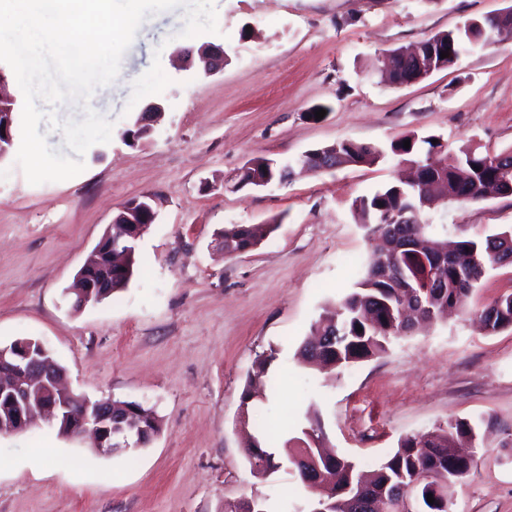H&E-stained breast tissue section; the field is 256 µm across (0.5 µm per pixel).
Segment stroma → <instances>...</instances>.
Listing matches in <instances>:
<instances>
[{"label": "stroma", "mask_w": 512, "mask_h": 512, "mask_svg": "<svg viewBox=\"0 0 512 512\" xmlns=\"http://www.w3.org/2000/svg\"><path fill=\"white\" fill-rule=\"evenodd\" d=\"M219 31L180 38L184 7L147 19L116 80L89 105L112 139L60 182L29 184L15 155L0 160V347L31 338L64 367L76 393L136 401L161 432L144 448L107 453L41 421L0 432V512H224L261 496L272 512H301L307 492L288 469L253 476L240 397L256 357L276 358L251 422L272 443L318 415L325 444L371 469L399 440L455 419L490 420L477 463L454 488L451 512H512V329L480 331L472 309L512 292V267L489 271L467 309L392 341L371 360L328 374L298 348L325 305L360 279L370 245L356 198L400 170L378 164L239 187L258 159H296L340 139L389 147L408 134L449 149L512 148V38L405 86L372 76L387 49L409 47L512 0H215ZM223 46V72L176 68L175 50ZM160 60L171 84L152 134L128 138L133 82ZM328 108L323 119L312 107ZM155 196L158 216L136 246L127 288L81 310L74 277L129 200ZM279 227L249 252L225 255L232 225ZM449 235L512 228V196L450 202L434 214ZM43 462L32 464L34 454Z\"/></svg>", "instance_id": "35a3bbf8"}]
</instances>
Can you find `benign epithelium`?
Wrapping results in <instances>:
<instances>
[{"mask_svg": "<svg viewBox=\"0 0 512 512\" xmlns=\"http://www.w3.org/2000/svg\"><path fill=\"white\" fill-rule=\"evenodd\" d=\"M200 72L205 76L224 68V49L216 44H204L195 53ZM17 97L10 92L8 81L0 71V160L7 157L14 145L11 116L16 111ZM164 111L160 102H150L140 113L134 131L128 132L135 139L148 134L156 116ZM157 212L149 200L137 205L126 204L113 223L123 225L121 238L137 240L154 223ZM118 245L112 243V230H107L96 245V253L109 254V261L97 269L81 268L77 274L78 286L72 289L74 306H83L100 297L111 287L113 271H121L123 256L114 252ZM49 350L40 342L20 339L10 346L0 347V365L11 373L7 398L0 403V431H22L38 416L56 422L66 434L84 435L93 447L110 452L117 440L130 447L136 434L125 427V422L136 413V408L115 404L111 400H91L64 385V377L56 371Z\"/></svg>", "mask_w": 512, "mask_h": 512, "instance_id": "1", "label": "benign epithelium"}]
</instances>
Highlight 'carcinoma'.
<instances>
[{"label":"carcinoma","instance_id":"cac0c4a2","mask_svg":"<svg viewBox=\"0 0 512 512\" xmlns=\"http://www.w3.org/2000/svg\"><path fill=\"white\" fill-rule=\"evenodd\" d=\"M491 16L470 18L463 24L446 31H440L424 40L425 50L440 57L449 53L448 61L460 59L467 52L481 50L490 44L488 29ZM429 72L416 68L410 76L404 77L393 71H386L384 80L391 85L422 81ZM410 141V148L403 147V141ZM433 137L405 135L390 144L395 156H406L415 166V172H430L434 176V195L422 203L420 187L412 181L399 182L376 191L370 197L354 201V216L368 226V230L384 231L395 216L415 219L406 225L407 230L416 234L414 248L395 252V239L383 238L368 263L367 270L350 293L336 300L335 313L330 319H319L310 328L308 337L302 342L300 355L305 362L316 359L313 353L314 341L321 336L336 337L333 349L323 364L331 369L343 368L379 356L387 350L390 341L398 336L413 332L415 323L400 315L403 307L402 292L397 280L384 274L390 264H399L403 276L414 279L423 269V262L437 263L440 267L439 285L430 289L431 297L425 301L434 319L448 317V308L463 307L466 298L476 287L477 281L491 270L481 265L491 252L505 249L512 252V229L484 234L478 237L462 236L454 242L455 255L441 257L437 245L441 243L439 233L448 232L445 224L431 221V211L439 200L481 202L498 196H508L512 187V150L499 154L481 151V146L469 143L455 152L442 148L441 143H432ZM318 153L330 155L333 165H374L385 157V150L379 146L352 140L337 141L316 149ZM269 174L276 179L284 176L293 180L296 168L288 166V173L272 166L269 160L260 159L245 167L239 176V186H252L256 176ZM278 228L276 222L269 224L237 225L224 229V250L228 252L249 251ZM130 250L126 257V269L122 274L112 275V287L106 289L103 297L127 287L134 275L135 244L120 247L119 251ZM480 321L490 334L512 328V292L494 299L478 312ZM275 360V352L262 353L254 362L249 374L250 384H260L267 375L269 366ZM143 427L142 447H147L161 431L158 418L141 420ZM478 423L467 419L448 422L445 426L423 435L407 436L400 441L397 449L389 454L374 470L366 473L346 457H325L317 445L309 439L319 440L323 433L317 418L308 420L301 428L305 448H287L286 458H280L262 446L255 437H250L246 452L251 470L258 477H265L282 466L300 470L304 466L335 478L329 486L336 502L333 512H359L356 502L363 496H389L390 492L407 486L422 474L431 477L430 483L446 492L451 500L453 489L475 463L472 442L477 436ZM260 512H269L266 499L252 497L224 503V512H250V505Z\"/></svg>","mask_w":512,"mask_h":512}]
</instances>
